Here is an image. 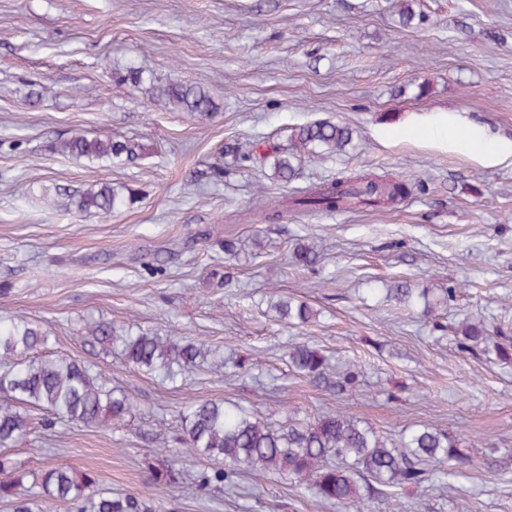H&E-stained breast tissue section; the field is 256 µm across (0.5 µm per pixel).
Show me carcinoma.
Segmentation results:
<instances>
[{"instance_id":"obj_1","label":"carcinoma","mask_w":512,"mask_h":512,"mask_svg":"<svg viewBox=\"0 0 512 512\" xmlns=\"http://www.w3.org/2000/svg\"><path fill=\"white\" fill-rule=\"evenodd\" d=\"M183 112L206 116L216 110L203 87L170 80L151 88ZM355 130L343 123L317 121L292 130L289 148L271 145L273 176L279 181L294 179L298 153L319 150L325 155L343 153L353 147ZM139 143L110 137H88L81 132L55 142L52 150L83 158L91 163L138 157ZM408 184L389 174L350 173L306 190L291 199L295 207L335 212L352 208H381L397 204L408 195ZM126 204L122 192L109 182L95 181L71 196L70 205L81 213L110 215ZM388 293L410 309L423 301V314L435 313L426 292L406 282H396ZM279 321L294 327L313 322V309L304 301L279 297L269 300ZM87 335L107 348L116 347L134 368L177 382L181 371L201 366L216 352L202 342L152 330L117 327L95 320L84 327ZM483 326L461 323L460 346L471 349L486 340ZM48 342V333L35 320L0 323V447L28 436L30 412L36 410L49 422L65 421L98 428L126 421L134 410L127 394L106 383L94 365L67 357L29 356L28 352ZM292 367L317 388L338 394L351 391L359 382L362 368L347 365L331 372L325 354L318 348L297 343L289 350ZM180 443L183 452L210 464L200 488L212 485L231 488L239 474L261 478L276 473L310 487L326 503L364 509L362 483L369 481L390 488L418 487L441 473L445 463L471 464L459 439L428 425L413 430L401 443L387 442L362 421L333 410L309 419L269 423L256 414L221 401H192L180 414ZM162 462L156 467L151 487L163 490L177 485L182 476L180 454L169 448L167 437L157 439ZM32 482L27 493V477ZM0 499L8 500L12 512H151L149 500L112 494L97 474L79 472L58 464L41 473H29L0 460Z\"/></svg>"}]
</instances>
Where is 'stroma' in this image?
I'll use <instances>...</instances> for the list:
<instances>
[{
    "label": "stroma",
    "instance_id": "35a3bbf8",
    "mask_svg": "<svg viewBox=\"0 0 512 512\" xmlns=\"http://www.w3.org/2000/svg\"><path fill=\"white\" fill-rule=\"evenodd\" d=\"M0 0V321L28 318L47 353L98 367L134 403L118 426L51 423L0 458L25 471L65 463L116 494L147 493L155 431L180 432L192 399L221 400L275 422L339 409L401 440L420 424L461 439L471 465L397 499L369 489L364 512H512V158L489 165L423 139H384L410 113L445 112L512 138V0ZM144 81L205 87L217 110L200 118L149 98ZM355 128L356 149L303 152L288 183L270 162L238 161V144H282L315 121ZM80 131L133 139L132 161L89 163L54 153ZM224 177L211 178L214 165ZM411 185L396 206L334 213L292 208L275 224L242 220L259 199L354 172ZM95 180L133 199L88 216L71 194ZM236 242V255L222 243ZM318 271L293 262L298 245ZM396 281L449 291L435 316L388 299ZM306 301L296 329L268 311L271 293ZM487 340L458 343L462 319ZM175 330L220 347L224 366L195 367L175 388L85 343L91 320ZM305 342L332 365L360 364L343 396L311 387L288 362ZM185 483L152 497V512H349L270 474L235 490L200 489L208 462L182 461Z\"/></svg>",
    "mask_w": 512,
    "mask_h": 512
}]
</instances>
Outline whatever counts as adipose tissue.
I'll return each instance as SVG.
<instances>
[{"label": "adipose tissue", "mask_w": 512, "mask_h": 512, "mask_svg": "<svg viewBox=\"0 0 512 512\" xmlns=\"http://www.w3.org/2000/svg\"><path fill=\"white\" fill-rule=\"evenodd\" d=\"M383 138H421L440 146H450L480 155L494 164L512 157V139L492 134L475 123H462L445 112L410 114L400 124L381 128Z\"/></svg>", "instance_id": "ef3b65f1"}]
</instances>
